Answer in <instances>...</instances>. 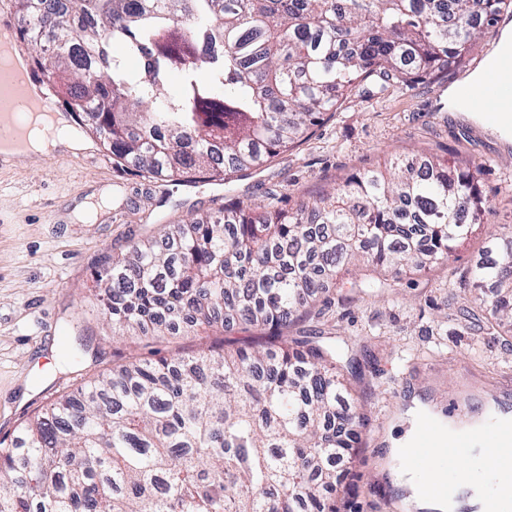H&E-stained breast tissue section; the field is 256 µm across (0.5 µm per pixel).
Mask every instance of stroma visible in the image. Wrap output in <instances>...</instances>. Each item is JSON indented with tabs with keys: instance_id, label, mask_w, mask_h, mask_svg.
Listing matches in <instances>:
<instances>
[{
	"instance_id": "35a3bbf8",
	"label": "stroma",
	"mask_w": 512,
	"mask_h": 512,
	"mask_svg": "<svg viewBox=\"0 0 512 512\" xmlns=\"http://www.w3.org/2000/svg\"><path fill=\"white\" fill-rule=\"evenodd\" d=\"M493 46L492 37L477 40L463 64L413 90L384 89L369 79L324 115L309 139L228 186L145 176L114 160L86 129L83 152L37 156L20 168L0 164V440L129 357H168L254 336L241 324L160 344L113 335L96 274L131 242L237 202L293 211L395 157H433L452 167L480 162L479 187L491 212L449 267L404 273L396 290L379 293L357 287V269L341 270L330 303L288 328L361 364L354 394L365 404L361 447L346 477L352 492L336 499L340 512H396L399 484L387 475L399 462L390 448L409 435L416 404L440 409L468 396L482 414L498 403L512 409V334L491 326L469 278L487 233L512 224V134L492 129L480 113L448 108L449 87L473 73ZM69 345L81 350L73 363L64 357Z\"/></svg>"
}]
</instances>
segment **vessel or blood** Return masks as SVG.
Instances as JSON below:
<instances>
[{
	"label": "vessel or blood",
	"instance_id": "obj_1",
	"mask_svg": "<svg viewBox=\"0 0 512 512\" xmlns=\"http://www.w3.org/2000/svg\"><path fill=\"white\" fill-rule=\"evenodd\" d=\"M36 71L32 63L18 73L0 69V148L20 142L25 135V109L47 113L57 110L52 89L49 84L38 83ZM460 93L466 99L480 102L482 118L487 123L497 125L503 118H512V49L494 56L479 87H464ZM469 410L465 398L449 404L446 419L456 428L458 437L445 445L436 441L431 409L419 411L416 419L420 431L409 453L408 467L419 468L435 457L441 470L447 471L456 456L484 446L496 449L500 469L512 474V423L500 422L478 430Z\"/></svg>",
	"mask_w": 512,
	"mask_h": 512
}]
</instances>
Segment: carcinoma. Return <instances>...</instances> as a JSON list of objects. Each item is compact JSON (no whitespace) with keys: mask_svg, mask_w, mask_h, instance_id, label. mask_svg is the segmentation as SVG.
<instances>
[{"mask_svg":"<svg viewBox=\"0 0 512 512\" xmlns=\"http://www.w3.org/2000/svg\"><path fill=\"white\" fill-rule=\"evenodd\" d=\"M15 0L37 64L103 145L153 177L230 183L288 150L369 78L413 89L460 65L512 0ZM52 34L50 45L38 38ZM137 59L132 79L126 60ZM176 76L181 93L164 94ZM480 166L391 160L336 193L175 226L97 276L112 332L262 331L231 348L129 360L0 447V512H338L354 389L336 347L288 338L348 264L446 265L489 210ZM512 329V225L470 272Z\"/></svg>","mask_w":512,"mask_h":512,"instance_id":"1","label":"carcinoma"}]
</instances>
